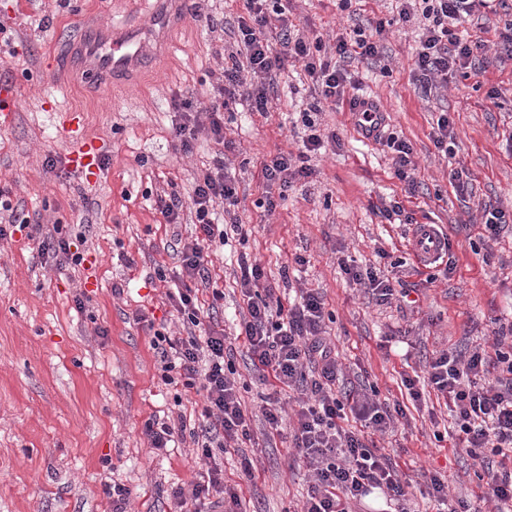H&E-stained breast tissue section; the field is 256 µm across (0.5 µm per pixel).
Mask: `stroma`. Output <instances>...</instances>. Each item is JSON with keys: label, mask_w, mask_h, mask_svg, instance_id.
Here are the masks:
<instances>
[{"label": "stroma", "mask_w": 512, "mask_h": 512, "mask_svg": "<svg viewBox=\"0 0 512 512\" xmlns=\"http://www.w3.org/2000/svg\"><path fill=\"white\" fill-rule=\"evenodd\" d=\"M184 20L169 33L173 51L137 75L131 87L99 96L81 76L64 71L46 77L67 45L88 25L122 27L143 14L140 0H0V25L15 48V66L0 87L16 91L15 116L0 124V187L10 189L19 213L33 224L62 220L83 234L81 266H61L42 257L38 238L18 232L0 240V512H112L106 484L131 490L127 512H171V490L201 467L190 440L159 452L150 448L144 425L150 418L197 428L203 397L176 395L164 385L150 347L148 320L169 318L158 265L179 270L169 245L193 231L191 214L167 224L152 195L188 194L205 166L223 154L238 183L236 214L243 234H230L223 251L210 255L209 269L224 290L215 317L233 333L241 301L234 272L240 253L259 260L281 300L301 288L320 289L333 320L345 376L342 387L378 388L380 399L401 398V373L421 368L435 351L489 345L496 325L512 323V232L484 241L479 224L464 223L465 211L482 207L512 211V59H494L485 72L455 74L447 89L421 94L413 73L417 24L394 31L385 43L391 72L379 63L347 66L357 93L373 99L386 129L413 149L417 192L410 205L418 223L448 233L454 265H421L410 254L406 228L389 223L382 202L403 200L390 153L362 137L348 104L322 113L324 127L340 145L313 155L312 181L288 191L263 183L260 165L280 152H293L302 131L300 113L310 101L300 67L277 78L267 114L238 106L224 127L225 146L199 137L192 154L176 151L172 134L173 93L206 102L223 50L234 44L232 27L240 0H183ZM211 15L215 30L197 22ZM290 21L304 33L334 39L347 21L333 0H292ZM81 115L80 134L101 148V171L88 179L71 170L61 140V115ZM448 113L455 132L454 155L443 158L431 137L439 113ZM464 165L467 191L448 183L450 169ZM276 200L274 213L256 205ZM406 257L402 278L410 285L428 275L435 283L409 312L398 304H377L350 288L343 257L358 265H379L377 248ZM306 262L296 265L295 255ZM410 321L409 349L381 350L391 326ZM445 407L413 412L408 424L378 439L409 480V512H426L423 473L448 480L451 499L475 500L487 489L477 467L452 438L436 440L435 427H450ZM253 439L243 453L218 455L224 479L235 482L241 456L255 459V481L242 485L244 512H296L306 493L304 471L293 466L289 432H270L263 417L252 423Z\"/></svg>", "instance_id": "35a3bbf8"}]
</instances>
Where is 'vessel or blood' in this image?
<instances>
[{
  "label": "vessel or blood",
  "mask_w": 512,
  "mask_h": 512,
  "mask_svg": "<svg viewBox=\"0 0 512 512\" xmlns=\"http://www.w3.org/2000/svg\"><path fill=\"white\" fill-rule=\"evenodd\" d=\"M181 18L179 0H151L146 12L124 28L96 25L70 46L72 68L93 77L95 93H106L144 71L153 57L171 53L173 46L168 31ZM61 129L69 143L72 168L85 175L97 173L100 158L92 152L89 142L78 136L74 113L63 115ZM411 251L419 263H434L446 251L445 232L436 226L416 229Z\"/></svg>",
  "instance_id": "1"
}]
</instances>
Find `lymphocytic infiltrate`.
<instances>
[{
	"instance_id": "obj_1",
	"label": "lymphocytic infiltrate",
	"mask_w": 512,
	"mask_h": 512,
	"mask_svg": "<svg viewBox=\"0 0 512 512\" xmlns=\"http://www.w3.org/2000/svg\"><path fill=\"white\" fill-rule=\"evenodd\" d=\"M244 13L237 18L235 50L224 56L221 77L213 87L208 106L174 96L172 133L176 148L190 153L199 134L215 144L224 142V120L239 102L250 111L269 110L272 73L286 64L301 63L312 83V101L301 114L304 127L298 153H278L261 164L264 182L288 188L295 181L314 176L311 156L325 143H338L336 132L325 131L319 122L324 108L348 99L350 107H362L358 122L362 132L392 154L395 177L407 196H415L417 182L413 151L403 139L385 130V116L377 102H362L347 93L352 79L345 67L351 60L376 61L383 54V41L393 25L420 21L422 33L414 55L415 79L422 91L447 86L451 74L474 70L488 62V50L512 56V19L497 31L495 42L462 38L452 29L453 21L493 8L495 0H402L392 20L369 19L354 23L337 35L333 50H326L321 37L294 33L288 21V0H242ZM259 74L257 82L244 83L242 73ZM238 203L234 181L225 172L223 159L206 168L188 197L176 193L157 195L155 204L167 223H178L184 207L195 214V232L176 241L180 269L170 274L158 266L156 278L167 282L176 277V290L166 297L179 320L189 326L188 336L171 335L159 323L151 338L160 379L164 384L202 392L204 428L186 430L155 421L146 423L144 434L151 448L163 451L175 434H189L203 465L196 476L173 489L175 512H239L237 487L224 483L217 454L241 448L251 439L253 412L240 395L237 368L227 352L223 326L206 320L205 310H216L224 292L212 288L209 305L199 299V285H210V251L223 248L228 233L239 230V222L224 225L217 207ZM41 254L78 266L81 253L73 251L72 225L54 222L40 228ZM239 285L244 307L238 323L247 356L255 373L270 392L261 407L272 430L288 427L299 460L309 474L306 497L300 512H355L372 490L387 500L402 502L407 484L390 457L373 441L374 435L392 432L406 419L409 407L420 406L423 393L418 377L403 375L406 400L387 405L377 391H341L336 383L341 367L336 345L325 329L326 303L315 288L302 289L289 306L273 305L274 290L267 285L260 262L247 256L238 259ZM350 284L371 293L378 303L398 300L413 306L411 289L405 288L398 272L361 267L345 259L340 263ZM426 382L437 399L443 400L457 428L460 447L476 459L498 456L512 461V343L504 329L494 332L491 347L462 351L451 347L436 352L426 366Z\"/></svg>"
}]
</instances>
